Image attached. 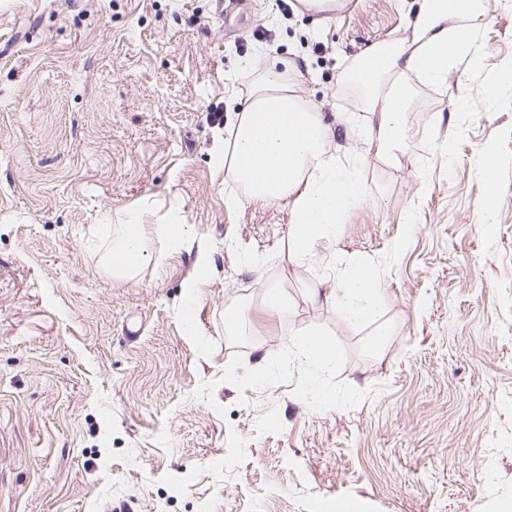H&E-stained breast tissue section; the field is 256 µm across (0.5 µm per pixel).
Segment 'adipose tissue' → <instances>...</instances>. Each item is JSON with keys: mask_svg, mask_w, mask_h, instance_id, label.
Instances as JSON below:
<instances>
[{"mask_svg": "<svg viewBox=\"0 0 512 512\" xmlns=\"http://www.w3.org/2000/svg\"><path fill=\"white\" fill-rule=\"evenodd\" d=\"M487 22L481 0H417L409 37L372 48L350 73L367 104L359 137L386 157L401 153L418 84L442 86L460 65L478 64V34ZM330 134L322 113L269 70L256 80L217 154L226 177L243 188L227 193L226 205L289 200L288 253L298 262L313 259L318 246L335 240L346 212L365 197L361 163L337 161ZM95 231L111 243L102 268L120 282L136 279L154 258L156 244L179 248L189 235L179 220L146 224L135 211ZM341 273V289L309 288V300L335 307L348 321L371 322L380 300L373 268L350 261Z\"/></svg>", "mask_w": 512, "mask_h": 512, "instance_id": "ef3b65f1", "label": "adipose tissue"}]
</instances>
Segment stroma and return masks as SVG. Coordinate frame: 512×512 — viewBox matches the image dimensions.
Here are the masks:
<instances>
[{
    "instance_id": "1",
    "label": "stroma",
    "mask_w": 512,
    "mask_h": 512,
    "mask_svg": "<svg viewBox=\"0 0 512 512\" xmlns=\"http://www.w3.org/2000/svg\"><path fill=\"white\" fill-rule=\"evenodd\" d=\"M482 3L481 68L419 86L391 162L340 88L415 0H0V512H512V84L482 94L512 59V0ZM270 65L320 107L337 161L362 162L363 204L304 263L288 201L225 205L216 164ZM171 208L190 248L133 282L103 274L90 225ZM343 259L376 270L372 322L305 298L340 287ZM302 328L334 365L290 357ZM495 155L496 151L493 146L486 147L482 152V162L480 166L483 180L487 186V194L482 200L481 206L488 217L493 214L498 202L496 193L497 170Z\"/></svg>"
}]
</instances>
